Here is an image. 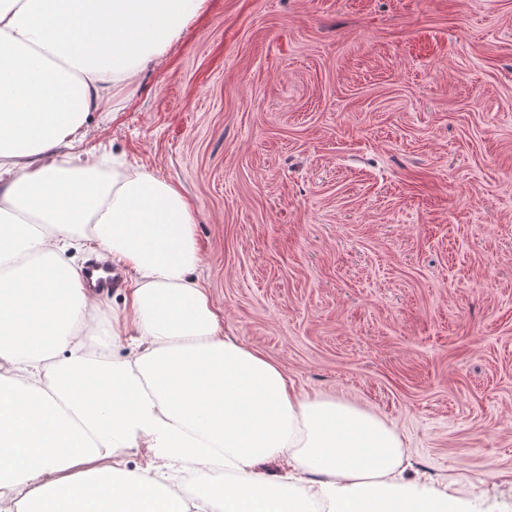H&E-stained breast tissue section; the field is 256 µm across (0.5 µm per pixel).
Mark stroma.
Returning <instances> with one entry per match:
<instances>
[{
	"instance_id": "obj_1",
	"label": "stroma",
	"mask_w": 512,
	"mask_h": 512,
	"mask_svg": "<svg viewBox=\"0 0 512 512\" xmlns=\"http://www.w3.org/2000/svg\"><path fill=\"white\" fill-rule=\"evenodd\" d=\"M83 147L193 201L226 335L512 512V0H205Z\"/></svg>"
}]
</instances>
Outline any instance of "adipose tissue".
Masks as SVG:
<instances>
[{"label": "adipose tissue", "mask_w": 512, "mask_h": 512, "mask_svg": "<svg viewBox=\"0 0 512 512\" xmlns=\"http://www.w3.org/2000/svg\"><path fill=\"white\" fill-rule=\"evenodd\" d=\"M204 0H0V501L19 512H470L376 416L224 333L196 209L80 143ZM127 275L106 310L76 255ZM126 355H118L121 345ZM145 447L168 470H131ZM282 465L285 476L265 466Z\"/></svg>", "instance_id": "1"}]
</instances>
